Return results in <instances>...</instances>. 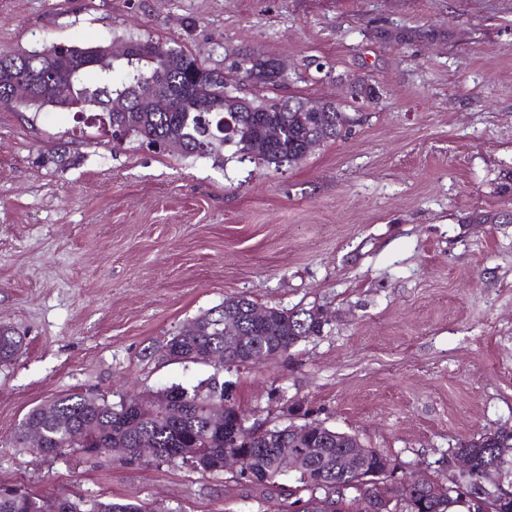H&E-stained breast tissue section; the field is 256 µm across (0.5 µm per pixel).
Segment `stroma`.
<instances>
[{
  "instance_id": "35a3bbf8",
  "label": "stroma",
  "mask_w": 512,
  "mask_h": 512,
  "mask_svg": "<svg viewBox=\"0 0 512 512\" xmlns=\"http://www.w3.org/2000/svg\"><path fill=\"white\" fill-rule=\"evenodd\" d=\"M131 35L223 70L282 60L287 81L253 95L332 99L352 122L295 166L219 167L0 107V324L25 343L0 364V487L284 512L228 472L11 443L53 397L214 375L252 421L299 405L442 482L460 442L512 430V0H0L7 51ZM352 77L377 98L353 101ZM237 294L329 323L259 365L158 354Z\"/></svg>"
}]
</instances>
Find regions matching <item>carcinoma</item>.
<instances>
[{
    "mask_svg": "<svg viewBox=\"0 0 512 512\" xmlns=\"http://www.w3.org/2000/svg\"><path fill=\"white\" fill-rule=\"evenodd\" d=\"M128 55L99 76L88 79L92 68H82L99 52L101 45L59 44L58 56L66 57L64 68L39 51H0V106L40 111L45 107L76 114L95 113L100 124L121 138L127 137L166 149L170 146L184 158H209L224 165V147H235L240 161L274 167L293 166L307 155L306 145L340 136L351 119L339 105L331 103L321 112H308L304 100L261 98L248 100L243 109L235 95L224 91V72L202 60L152 39L131 36L125 41ZM240 77L262 88L278 87L285 76L270 60L245 55L233 63ZM33 85L31 95L13 96L14 83ZM170 98L166 112H145L139 99L149 93ZM123 98L126 110L114 112L112 100ZM276 127L282 135L268 137ZM253 300L244 294L224 301L193 319L186 333H175L158 347L161 356L193 363H211V355L226 349L234 357L223 366H242L249 360V346L257 344L270 357L286 353L299 342L318 336L327 320L316 309L268 307V315L256 322L249 315ZM23 340L6 326H0V364L12 361ZM227 388L219 378L187 389L172 385L158 390L165 402L154 409L124 397L112 402L104 396L70 392L33 407L17 427L13 443L27 446V435L36 430L42 446L35 455L60 456L80 450L98 456L110 448H127L126 460H140L141 443L155 448L154 460L181 463L199 472L224 470V453L240 452L245 459L247 480L269 490L280 488V470L285 450L291 448L288 434L279 432L270 442L253 439L240 430L238 406L226 397ZM224 410L221 420L211 412ZM312 449L304 469L293 474L288 487L287 512H321L326 500L330 512H381L385 499L396 501L395 512H479L473 497L484 480L499 473L509 462L512 431L485 432L459 444L455 452L467 455L471 470L441 484L433 481L411 485H364L360 476L338 465L347 446L336 442L330 428L312 429ZM0 512H46L45 503L22 489H0ZM61 512H157L149 503H120L81 498L65 499Z\"/></svg>",
    "mask_w": 512,
    "mask_h": 512,
    "instance_id": "carcinoma-1",
    "label": "carcinoma"
}]
</instances>
